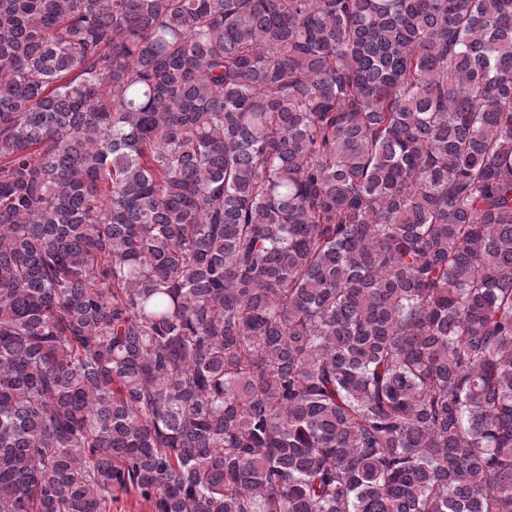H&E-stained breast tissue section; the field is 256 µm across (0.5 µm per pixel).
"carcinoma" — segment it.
<instances>
[{
	"instance_id": "cac0c4a2",
	"label": "carcinoma",
	"mask_w": 512,
	"mask_h": 512,
	"mask_svg": "<svg viewBox=\"0 0 512 512\" xmlns=\"http://www.w3.org/2000/svg\"><path fill=\"white\" fill-rule=\"evenodd\" d=\"M512 512V0H0V512Z\"/></svg>"
}]
</instances>
